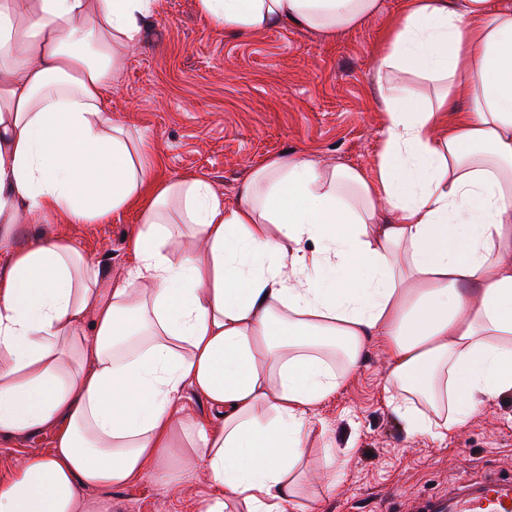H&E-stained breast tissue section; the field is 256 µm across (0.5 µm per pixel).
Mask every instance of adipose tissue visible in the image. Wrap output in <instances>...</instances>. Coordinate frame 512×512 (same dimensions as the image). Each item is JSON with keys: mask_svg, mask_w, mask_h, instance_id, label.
<instances>
[{"mask_svg": "<svg viewBox=\"0 0 512 512\" xmlns=\"http://www.w3.org/2000/svg\"><path fill=\"white\" fill-rule=\"evenodd\" d=\"M235 32L328 37L381 0H200ZM154 0H0V439L51 436L0 478V512H84L188 448L198 512H298L318 406L370 342L409 434L445 440L512 394V0H411L376 60L373 175L284 153L235 204L200 178L152 183L143 137L103 105ZM407 73L433 84L414 95ZM144 199L135 263L103 287L65 234ZM195 249L171 258L183 238ZM219 416L195 421L186 389ZM68 221L65 216L58 215L54 218L52 224H41V220L39 219H31L27 220L26 228L19 231L17 235V244L25 245L28 237L31 233H40V234H53L56 232L60 224H67Z\"/></svg>", "mask_w": 512, "mask_h": 512, "instance_id": "1", "label": "adipose tissue"}]
</instances>
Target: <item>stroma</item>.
Returning a JSON list of instances; mask_svg holds the SVG:
<instances>
[{
    "mask_svg": "<svg viewBox=\"0 0 512 512\" xmlns=\"http://www.w3.org/2000/svg\"><path fill=\"white\" fill-rule=\"evenodd\" d=\"M407 4L382 0L378 14L329 38L291 24L236 33L204 20L199 0H156L106 108L113 121L147 135L154 179H205L228 204L254 167L287 151L372 173L383 125L375 60ZM138 218L133 205L102 224L69 226L84 254L117 281L133 264L127 243ZM386 376L384 355L369 344L358 371L320 407L326 433L310 435L309 455L335 457L345 469L332 492L304 476L298 492L308 512H417L432 495L512 476V395L485 403L439 442L406 433L383 391ZM171 464L186 474L178 485L148 476L90 489V512H197L209 491L204 475L185 454Z\"/></svg>",
    "mask_w": 512,
    "mask_h": 512,
    "instance_id": "1",
    "label": "stroma"
}]
</instances>
